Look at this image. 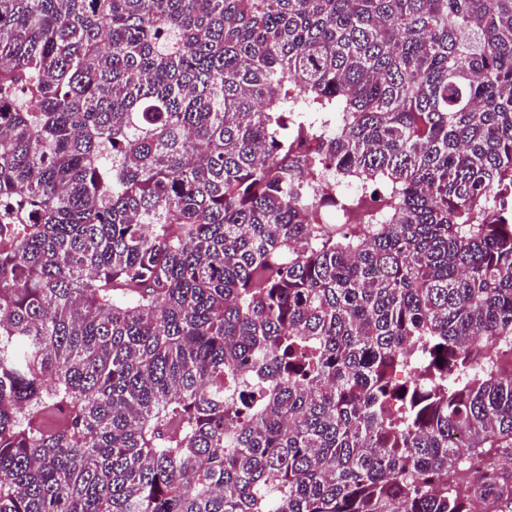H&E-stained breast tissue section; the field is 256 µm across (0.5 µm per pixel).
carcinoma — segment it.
<instances>
[{"label":"carcinoma","mask_w":512,"mask_h":512,"mask_svg":"<svg viewBox=\"0 0 512 512\" xmlns=\"http://www.w3.org/2000/svg\"><path fill=\"white\" fill-rule=\"evenodd\" d=\"M0 59V512H512V0H0Z\"/></svg>","instance_id":"1"}]
</instances>
